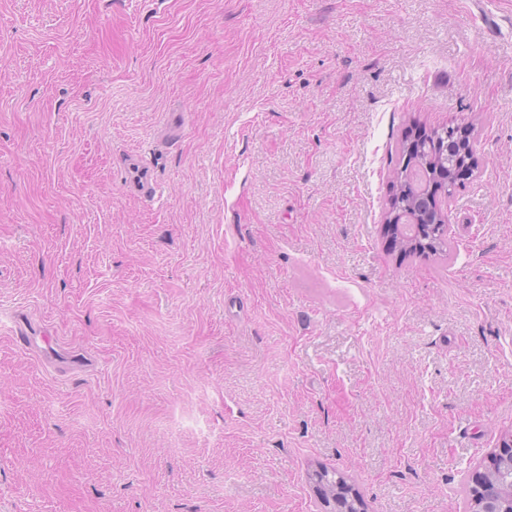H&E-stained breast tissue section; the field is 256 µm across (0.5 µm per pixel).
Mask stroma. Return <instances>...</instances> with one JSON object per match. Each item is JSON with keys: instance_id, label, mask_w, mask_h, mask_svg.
Returning <instances> with one entry per match:
<instances>
[{"instance_id": "35a3bbf8", "label": "stroma", "mask_w": 512, "mask_h": 512, "mask_svg": "<svg viewBox=\"0 0 512 512\" xmlns=\"http://www.w3.org/2000/svg\"><path fill=\"white\" fill-rule=\"evenodd\" d=\"M511 434L512 0H0V512H466ZM444 133H447L448 139V155L443 157L440 155H431L429 151V143L433 144L437 139L439 144L444 140ZM462 133L465 135V141H460ZM418 147L421 153H418ZM420 156L425 159L431 156L428 163L430 180L441 179L447 183L454 184L455 173L457 169L463 168L470 173L476 166L474 148L471 143L466 129L449 125L442 130L432 131L417 138L414 143L413 157ZM410 157H408L407 162L405 166L401 169V171L396 172L395 181H393V188L394 192L392 194V197L389 202V209L390 212L393 210H396L404 205H407V207L412 208L415 206L417 209H419L420 205L424 206L425 211L431 212V219L434 221L435 219V212L437 214H440V210L442 208V215L445 216V223L447 222V211H448V200L444 202V204H441L439 201L437 195H435V199L437 201L436 207L433 208L435 211H430V208L425 200H418V196L411 191L409 188H405V184L403 183L404 173L406 172L407 166L409 164ZM390 223L387 224L388 228H390L391 225L394 226V232L396 234V237H393L391 239L392 245L395 246V248H398L402 253H413V252H423L424 247L421 245L415 246L413 244V241L410 239H407L404 235H397V228L396 224H410L407 226V230L410 234H414L416 230H418V225L422 224V221H426V218L422 216L418 211L416 214H411L409 212H397L390 216ZM396 223V224H394ZM431 224H422V231L425 235V237H429V235H432V241L431 244L428 245V249L431 253H440L445 251V248L447 247L445 240L441 237V235H438V227L440 225H437L436 228H431ZM426 229V230H424ZM399 238V239H398ZM418 250V251H417Z\"/></svg>"}]
</instances>
